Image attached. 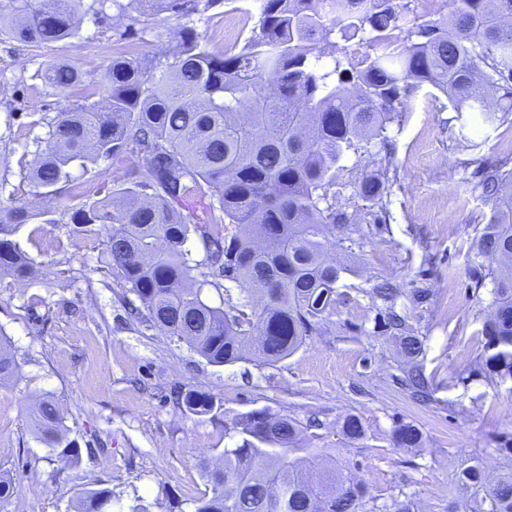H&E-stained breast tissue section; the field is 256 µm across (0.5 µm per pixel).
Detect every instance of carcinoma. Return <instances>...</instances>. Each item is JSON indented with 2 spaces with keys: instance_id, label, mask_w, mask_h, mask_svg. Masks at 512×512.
Instances as JSON below:
<instances>
[{
  "instance_id": "carcinoma-1",
  "label": "carcinoma",
  "mask_w": 512,
  "mask_h": 512,
  "mask_svg": "<svg viewBox=\"0 0 512 512\" xmlns=\"http://www.w3.org/2000/svg\"><path fill=\"white\" fill-rule=\"evenodd\" d=\"M220 2L10 0L0 9V36L42 47L73 38L88 14L96 22L124 20L133 32L152 15L190 19ZM259 2L257 24L230 50H207L184 26L158 57L116 53L96 91H84L82 74L68 64L46 69V84L81 93L83 103L47 122L32 163L34 183L52 197L65 191L76 162L86 169L110 159L126 167L124 183L73 212L72 232L102 241L105 274L135 296L140 320L217 366L249 354L280 362L320 331L348 271L329 259L336 225L346 221L336 209L342 160L362 142L382 153L378 174L356 185L373 220H381L394 171L387 130L420 91H438L455 112H480L512 127V0H453L450 16L415 23L401 39L392 32L408 12L404 0ZM366 36L385 49L356 61L348 42ZM474 189L490 208L475 248L498 261L481 327L484 377L494 382L512 379V151L482 164ZM37 217L0 203V279L31 275L34 260L13 236ZM194 238L206 250L200 261L189 246ZM226 282L237 298L210 305L204 286ZM372 298L396 330L405 389L418 401L430 399L423 340L396 311L397 289L378 285ZM19 370L0 337V383ZM181 401L197 415L214 408L197 389L182 391ZM26 420L63 467L79 465L81 448L67 439L54 396L29 405ZM233 429L240 443L201 462L211 494L194 500V512H363L369 490L350 468H302L314 449L300 444L297 420L254 410ZM341 432L351 441L365 434L353 414ZM391 442L419 448L423 433L402 421ZM462 480L490 502L489 512H512V473L493 484L475 466ZM18 491L15 478L0 471V502ZM76 502L75 512H123L109 488L79 492Z\"/></svg>"
}]
</instances>
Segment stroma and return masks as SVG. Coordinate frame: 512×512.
I'll return each mask as SVG.
<instances>
[{"label": "stroma", "instance_id": "stroma-1", "mask_svg": "<svg viewBox=\"0 0 512 512\" xmlns=\"http://www.w3.org/2000/svg\"><path fill=\"white\" fill-rule=\"evenodd\" d=\"M232 9L255 24L257 0L194 17L208 50L224 49ZM183 23L162 13L130 36L123 22L88 16L65 43L36 48L0 37V201L45 215L16 234L37 263L34 274L0 281V334L21 365L17 381L0 386V470L11 471L20 488L0 512H69L73 495L104 487L127 508L141 502L149 512H190L210 490L200 462L233 445L234 420L257 409L305 424V442L316 450L308 468L330 457L350 466L370 491L367 512H395L400 504L410 512H467L473 492L459 482L463 467L480 465L492 480L512 471V457L500 451L512 438V380L491 383L479 372L481 312L492 295L475 282L494 261L474 246L490 211L473 190L478 162L511 150L512 132L478 112L459 115L422 95L412 100L388 132L397 177L387 220L372 222L355 195L360 178L378 168L374 147L348 153L337 178L336 206L347 219L336 227L334 256L349 271L320 332L273 365L253 357L212 365L130 318L125 288L101 271L100 241L71 231L70 216L88 193L107 195L124 170L103 160L87 171L72 167L67 191L48 198L29 178L36 141L47 132L42 117L80 102L47 85L44 71L67 63L85 86H96L114 52L156 56ZM385 280L425 339L429 402L413 401L396 380L403 358L370 298ZM418 288L426 289L425 302H414ZM177 386L210 394L213 411L197 416L176 406L170 391ZM45 393L59 400L67 437L84 450L78 468H62L27 428L26 406ZM349 414L360 417L362 440L342 435ZM400 421L422 430V447L393 448Z\"/></svg>", "mask_w": 512, "mask_h": 512}]
</instances>
